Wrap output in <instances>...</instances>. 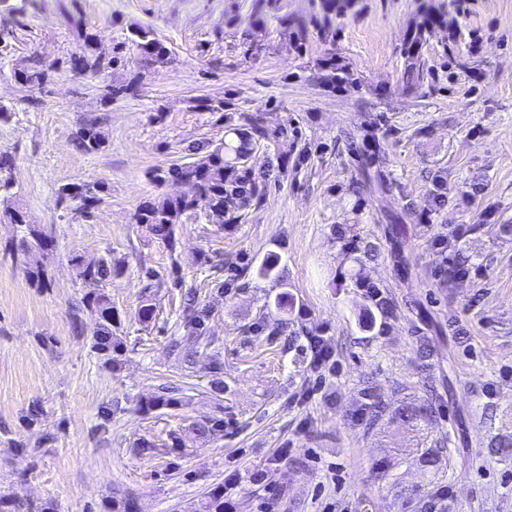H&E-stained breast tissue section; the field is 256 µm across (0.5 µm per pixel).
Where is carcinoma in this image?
Here are the masks:
<instances>
[{
	"label": "carcinoma",
	"instance_id": "carcinoma-1",
	"mask_svg": "<svg viewBox=\"0 0 512 512\" xmlns=\"http://www.w3.org/2000/svg\"><path fill=\"white\" fill-rule=\"evenodd\" d=\"M135 42L140 50L159 62L165 61V47L156 40L152 32L146 29L134 31ZM95 40L91 34L83 35L81 52L70 60V68L79 73L98 71L111 68L121 63V57L112 56L105 60L96 53ZM22 82L32 86H42L47 81L45 69L33 67L18 73ZM280 133L271 132L262 125L258 117L250 118L249 128H231L221 146L209 151L200 159L185 164H174L164 171L162 179L187 181L194 185L195 195L192 197H165L161 200L149 201L139 207L133 214L136 224H143L149 233L166 242L168 246L175 243V225L180 223L182 216L197 208L204 210L207 216L215 219V223H224V216L234 219L233 213L253 199L263 196L262 188L256 184L250 169L245 166L251 156L253 146L260 141H274ZM77 147L86 153H95L106 145V135L95 123L81 127L76 134ZM102 187H79L64 185L60 188L63 197L78 198L83 202V212H88L99 201L97 193ZM79 276L85 282L95 283L105 280L118 271L112 262L105 258L81 259L78 261ZM88 302L94 306L98 314L99 328L95 337V346L101 352L112 350V329L121 323L119 313L111 301L103 294L89 295ZM194 299H189L185 306L183 328L184 336L175 343L183 348L190 362L207 353L213 340L207 336L205 325L206 315L195 309ZM209 354V353H207ZM224 361L216 353L207 357V377L210 389L224 391ZM433 407L430 403H410L398 408L395 417L408 424L419 425L432 419ZM449 493L439 485L421 503L422 512H437L441 503L448 499ZM203 512H224V489L215 488L210 491L204 504Z\"/></svg>",
	"mask_w": 512,
	"mask_h": 512
}]
</instances>
